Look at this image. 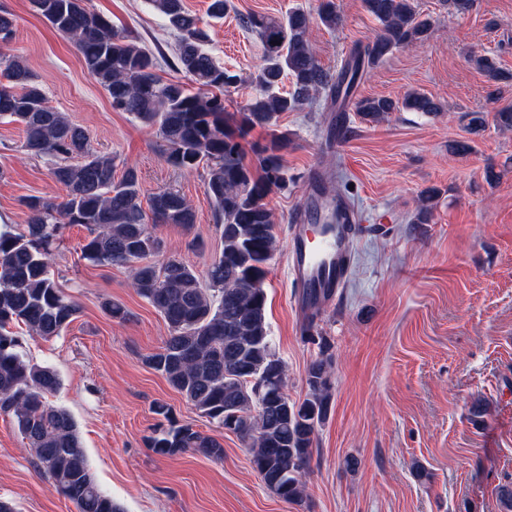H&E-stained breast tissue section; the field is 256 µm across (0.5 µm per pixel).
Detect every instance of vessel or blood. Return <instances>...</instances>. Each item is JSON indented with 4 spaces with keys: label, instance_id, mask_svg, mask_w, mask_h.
<instances>
[{
    "label": "vessel or blood",
    "instance_id": "vessel-or-blood-1",
    "mask_svg": "<svg viewBox=\"0 0 512 512\" xmlns=\"http://www.w3.org/2000/svg\"><path fill=\"white\" fill-rule=\"evenodd\" d=\"M307 188L312 209L297 213L288 227L287 270L297 310L316 317L345 286L361 218L348 200L322 196L317 178Z\"/></svg>",
    "mask_w": 512,
    "mask_h": 512
}]
</instances>
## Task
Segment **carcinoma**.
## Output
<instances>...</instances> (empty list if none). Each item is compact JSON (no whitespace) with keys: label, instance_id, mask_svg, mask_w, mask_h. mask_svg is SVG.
<instances>
[{"label":"carcinoma","instance_id":"carcinoma-1","mask_svg":"<svg viewBox=\"0 0 512 512\" xmlns=\"http://www.w3.org/2000/svg\"><path fill=\"white\" fill-rule=\"evenodd\" d=\"M31 3L73 42L113 110L153 130L170 165L205 172L204 192L214 206L223 247L204 279L180 258L152 262L162 249L155 227L175 224L191 230L196 224L192 206L177 191L159 192L142 204L138 171L132 165L115 179L112 157L99 154L83 127L48 105L23 56L1 43L11 37L15 19L0 9V122L23 127L21 148L30 156L49 158V174L65 191L59 201L28 198V224L0 231V412L15 417L40 472L78 512H123L95 481L71 415L47 402L59 389L58 374L26 360L19 351L21 337L13 331L23 325L51 339L76 319L79 306L51 274L48 245L64 225H81L88 231L81 244L83 258L128 266L132 288L168 327L169 336L145 356V364L210 422L223 429L231 424V432L250 440V462L267 490L286 502H301L317 428L330 411L331 357L327 338H316L305 327L308 339L318 344L319 357L308 367L305 398L290 400L285 365L273 348L266 319L264 287L276 249L275 222L266 199L288 185L281 154L288 136L278 132L279 121L321 94L333 103L347 98L363 74L394 50L423 43L431 22L421 17L414 0H364L380 32L355 49L335 76L318 61L305 11L294 9L282 17L247 14L242 23L260 41L262 63L250 78L252 93L234 128L225 96L245 80L205 49L207 31L183 0L146 3L179 34L176 67L187 83L162 80L156 58L138 38L89 9L86 0ZM318 19L330 29L341 22L336 0H322ZM474 63L494 86L488 92L491 99L500 94L499 84L512 81V73L494 56H477ZM285 78L291 79L287 91L282 90ZM355 108L371 123L394 111L426 116L442 112L438 101L418 91L397 102L364 97ZM255 127L269 131L270 140L253 148L254 159L248 160L240 138ZM435 197L433 190L422 193L412 223H430ZM153 413L160 422L147 445L156 454L193 451L223 458L217 439L178 423L167 404L156 403Z\"/></svg>","mask_w":512,"mask_h":512}]
</instances>
